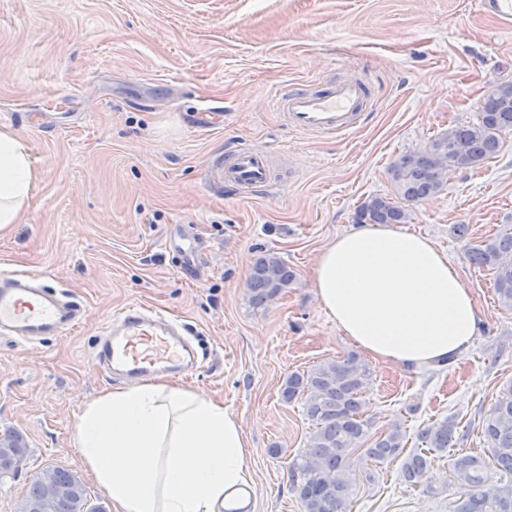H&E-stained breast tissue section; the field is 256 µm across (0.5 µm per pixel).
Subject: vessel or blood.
<instances>
[{"instance_id":"obj_1","label":"vessel or blood","mask_w":512,"mask_h":512,"mask_svg":"<svg viewBox=\"0 0 512 512\" xmlns=\"http://www.w3.org/2000/svg\"><path fill=\"white\" fill-rule=\"evenodd\" d=\"M276 106L286 109L290 126L307 133H346L356 124L363 106V88L345 82L325 92L290 89L279 94ZM225 181L252 192L270 184L265 156L250 149L230 152ZM80 311L42 278L23 272L0 273V334L21 340L59 335L78 321ZM99 362L132 379L157 372L183 375L196 356L179 324L141 306L126 307L104 331Z\"/></svg>"}]
</instances>
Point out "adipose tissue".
<instances>
[{
	"mask_svg": "<svg viewBox=\"0 0 512 512\" xmlns=\"http://www.w3.org/2000/svg\"><path fill=\"white\" fill-rule=\"evenodd\" d=\"M36 182L23 138L0 129V231ZM320 307L364 353L416 368L455 363L479 334L470 288L426 236L390 224L336 235L313 268ZM74 443L113 512H240L252 480L237 416L223 401L159 381L87 403Z\"/></svg>",
	"mask_w": 512,
	"mask_h": 512,
	"instance_id": "1",
	"label": "adipose tissue"
}]
</instances>
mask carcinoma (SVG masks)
<instances>
[{"mask_svg":"<svg viewBox=\"0 0 512 512\" xmlns=\"http://www.w3.org/2000/svg\"><path fill=\"white\" fill-rule=\"evenodd\" d=\"M512 131V83L488 91L478 123L449 129L421 153L403 155L389 169L390 197L375 196L357 212L360 224H403L408 205L433 197L452 169L476 168L501 148V135ZM470 263L492 272L500 303L512 309V229L471 248ZM294 280V271L280 257L267 254L255 264L248 288L252 302L264 306L283 294ZM370 372L361 358L348 354L329 359L308 374L294 372L282 390L285 402H304L313 426L309 448L288 466L290 488L298 495L303 512H347L356 485L352 455L368 443L366 456L374 461L401 455L405 435L394 425L375 439L370 423L360 412V398ZM479 429L484 435L491 463L500 475L487 483L485 460L462 456L453 463L452 478L459 498L454 512H512V384L501 390L483 414ZM456 426L443 420L420 432L427 448L443 451L452 445ZM25 445L14 431L0 435V478L14 473L24 460ZM428 466L421 454H410L402 464L405 482L415 484ZM18 512H103L89 504L80 478L62 467L51 469L48 479H34Z\"/></svg>","mask_w":512,"mask_h":512,"instance_id":"obj_1","label":"carcinoma"}]
</instances>
